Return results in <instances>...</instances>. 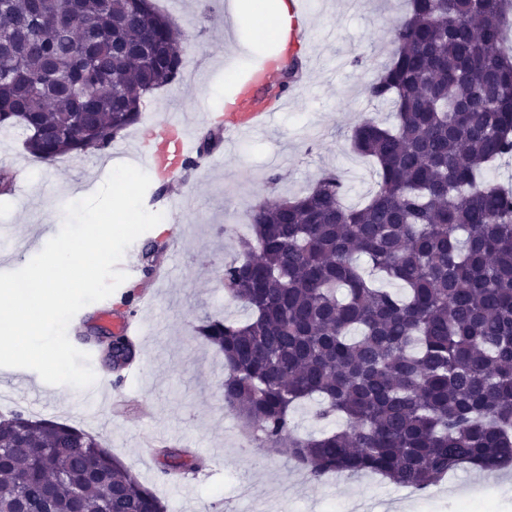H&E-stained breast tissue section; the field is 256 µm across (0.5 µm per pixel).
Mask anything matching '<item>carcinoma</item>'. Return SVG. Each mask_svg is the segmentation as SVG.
Segmentation results:
<instances>
[{
	"mask_svg": "<svg viewBox=\"0 0 512 512\" xmlns=\"http://www.w3.org/2000/svg\"><path fill=\"white\" fill-rule=\"evenodd\" d=\"M0 3V129L43 163L110 149L182 78L184 43L153 0ZM509 12L512 0H409L368 84L393 122L365 118L349 137L376 190L346 206L325 170L255 205L218 276L248 317L195 327L224 355V406L311 480L370 472L417 492L467 466L512 469V187L483 180L512 159ZM131 347L113 337L112 365ZM311 399L344 427L295 434L291 412ZM160 454L165 477L202 468ZM48 509L166 512L94 436L15 412L0 420V512Z\"/></svg>",
	"mask_w": 512,
	"mask_h": 512,
	"instance_id": "obj_1",
	"label": "carcinoma"
}]
</instances>
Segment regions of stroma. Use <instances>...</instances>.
Wrapping results in <instances>:
<instances>
[{
	"label": "stroma",
	"mask_w": 512,
	"mask_h": 512,
	"mask_svg": "<svg viewBox=\"0 0 512 512\" xmlns=\"http://www.w3.org/2000/svg\"><path fill=\"white\" fill-rule=\"evenodd\" d=\"M226 0H157L186 41V69L180 84L148 97L137 125L110 150L65 158L46 165L25 151L19 131L0 133V167L16 184L0 196V225L12 236L0 238V272L25 266L43 248L46 233H58L64 207L78 193L93 194L119 164L146 168L139 149L143 127L176 115L203 138L224 112V95L234 83L226 76L233 45L245 37L227 35ZM407 0H369L353 11L349 0H312L317 49L303 52L300 79L283 112L264 133L234 146L218 144L208 161L190 171L180 188L160 198L176 205L166 225L168 254L148 247L161 233L149 230L132 244L139 255L138 282L149 296L144 320L149 326L139 346L142 370L130 387L121 416L86 401L82 389L30 385L35 371L0 367V415L20 411L50 418L97 438L113 457L166 504L168 512H512V476L468 468L423 493L373 474L331 475L310 480L288 449L242 444L245 426L225 408L220 384L223 359L195 339L194 328L208 317L244 319V309L226 297L216 270L237 251V228L248 223L251 206L262 200L303 193L323 170L338 171L347 185L345 200L364 204L375 187L373 163L352 152V126L368 115L387 119L372 102L366 85L391 56V27ZM278 184H270L271 174ZM177 265L170 279L153 267ZM152 408L142 418V404ZM169 445L197 449L209 462L206 473L187 472L177 484L163 478L165 464L145 436Z\"/></svg>",
	"instance_id": "stroma-1"
}]
</instances>
